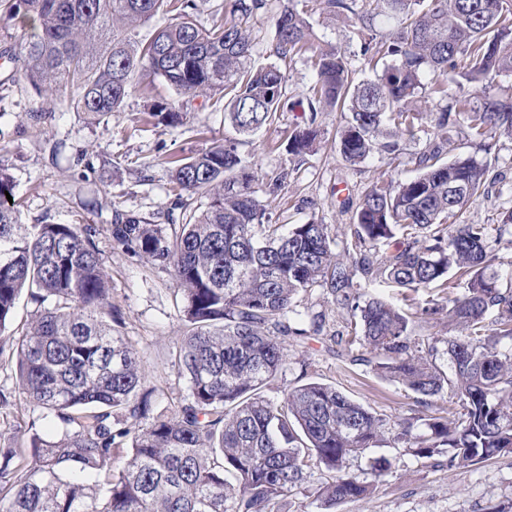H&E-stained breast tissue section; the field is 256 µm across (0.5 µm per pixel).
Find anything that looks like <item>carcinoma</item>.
<instances>
[{
  "label": "carcinoma",
  "mask_w": 512,
  "mask_h": 512,
  "mask_svg": "<svg viewBox=\"0 0 512 512\" xmlns=\"http://www.w3.org/2000/svg\"><path fill=\"white\" fill-rule=\"evenodd\" d=\"M22 19L17 81L62 92L89 119L120 111L139 81L163 79L184 97L222 94L226 136L171 161L169 195L183 222L167 233L142 215L113 212L108 232L132 258L170 270L188 331L173 353L189 381V402L152 415L155 387L112 310L111 288L94 241L97 229L25 224L16 184L0 167V365L16 361L19 401L59 432L0 447V512H282V499L315 468L332 474L317 491L322 512L366 494L346 460L377 447L389 422L335 387L309 382L271 400L263 388L283 370L293 300L314 288L346 310L341 341L372 355L373 369L419 399L450 386L432 414L399 424L395 440L448 468L512 455V282L488 270L512 249V214L502 224L448 220L488 192L489 168L473 158L445 162L432 146L419 174L378 179L360 197L343 252L331 225L273 224L256 197L241 141L274 123L286 103V72L251 64L242 18L267 0H233L230 16L205 26L197 0H5ZM351 13L360 53L376 71L355 81L344 53L316 42L308 14ZM175 13L145 42L138 28ZM395 22L382 36L377 19ZM274 53L309 54L316 71L310 124L288 137V153L313 151L316 114L340 113V150L363 162L378 137H412L423 121L456 125L480 143L512 136V95L489 92L512 71V0H287ZM482 91L431 112L423 99L448 98V70ZM149 118L176 126L186 113L152 104ZM359 273L363 282L354 280ZM467 278L458 296L453 277ZM435 290L408 313L362 285ZM35 309L25 330L6 333L22 294ZM466 329L443 354L452 377L415 349V320L442 310ZM122 420L113 422L114 417ZM129 454L127 463L118 460Z\"/></svg>",
  "instance_id": "cac0c4a2"
}]
</instances>
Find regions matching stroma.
Masks as SVG:
<instances>
[{
	"instance_id": "35a3bbf8",
	"label": "stroma",
	"mask_w": 512,
	"mask_h": 512,
	"mask_svg": "<svg viewBox=\"0 0 512 512\" xmlns=\"http://www.w3.org/2000/svg\"><path fill=\"white\" fill-rule=\"evenodd\" d=\"M284 3L268 0L267 8L248 20L255 63L274 59V23ZM310 22L319 40L344 52L358 80L374 79V72L359 54L355 16L328 20L315 12ZM22 66L19 57L0 62V164L15 180L22 220L63 224L79 215L85 223L98 227L95 242L110 277L112 303L120 310L122 330L136 346L156 389L153 411L170 413L189 398V384L171 356L185 331L179 315L181 297L168 270L130 258L112 241L107 226L116 209L169 226L172 199L166 161L194 155L223 139L228 130L223 105L199 97L184 106L193 113V120L173 128L153 125L148 118L150 106L176 98L174 91L157 79L136 88L121 111L91 123L51 94L41 95L30 85L7 82V75ZM282 67L288 75L290 105L273 125L242 148L255 174L281 167L293 171L278 193H269L264 183L255 185L258 199L274 222L329 224L337 241H344L353 222V211L345 205L347 198L359 197L380 176L396 180L413 177L417 170L412 156L438 139L444 142L445 159L474 158L487 164L493 176L487 197L464 208L456 223L499 224L512 213V138L496 136L486 149L460 129H450L442 136L426 123L414 138L400 140L399 161H390L387 153L377 150L363 163L352 165L340 152L336 113L314 116L309 112L316 79L311 60L296 54ZM39 110L54 115L43 128L33 126L28 118ZM311 119L320 132L316 152L303 157L288 154L285 145L290 132ZM294 307V327L309 329L315 315L323 317L324 327L320 334L289 345L288 363L265 387L266 396H279L287 385L318 381L335 386L393 422L427 413V406L402 383L378 376L366 362L351 360L342 346L331 343L346 317L331 296L315 289L296 296ZM379 452L389 459L390 467L378 478L367 471L364 457L348 459V475L370 485L371 492L337 504L335 512H486L493 506L512 512V455L451 469L418 458L401 443L383 444Z\"/></svg>"
}]
</instances>
